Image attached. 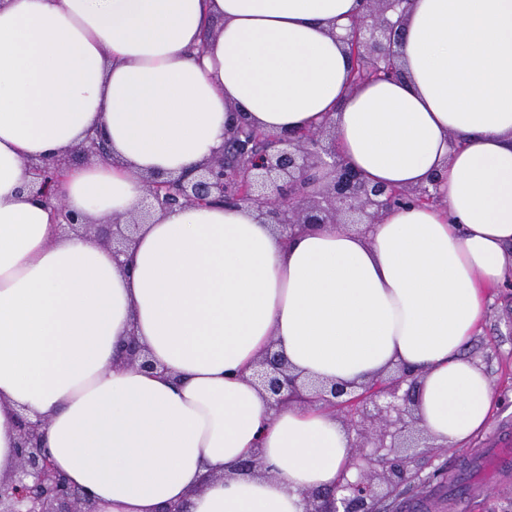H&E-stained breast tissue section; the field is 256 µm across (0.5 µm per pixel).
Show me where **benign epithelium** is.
Returning <instances> with one entry per match:
<instances>
[{
  "mask_svg": "<svg viewBox=\"0 0 512 512\" xmlns=\"http://www.w3.org/2000/svg\"><path fill=\"white\" fill-rule=\"evenodd\" d=\"M409 0H361V10L350 20L344 41L353 65L373 75L398 74L401 19ZM107 159L105 139L90 135L66 155L27 161L33 175L30 193L50 203L66 228L81 226L112 253H124L133 242L137 224L108 220L88 224L69 211L57 194L70 162L76 158ZM438 177L427 186L396 189L371 185L336 152L331 128L264 134L242 124L230 131L224 149L193 174L145 179L147 208L141 219L157 210L207 206L216 203L250 205L261 209L268 223L293 234L314 224L375 223L382 212L400 205L425 206L437 201ZM125 362L150 372L157 369L134 334L122 346ZM253 378L266 394L270 407L305 402L308 394L327 402L371 447H353L356 477L336 487L337 504L328 508V495L307 494L306 512H379V505L410 487L420 473L409 469L412 448H423V430L417 427V380L405 369L388 378H375L358 386L301 381L282 354L269 349L255 365ZM47 423L17 418L16 463L9 478L0 481V512H96L94 502L72 487L56 470L44 444Z\"/></svg>",
  "mask_w": 512,
  "mask_h": 512,
  "instance_id": "obj_1",
  "label": "benign epithelium"
}]
</instances>
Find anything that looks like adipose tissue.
I'll return each instance as SVG.
<instances>
[{
    "label": "adipose tissue",
    "mask_w": 512,
    "mask_h": 512,
    "mask_svg": "<svg viewBox=\"0 0 512 512\" xmlns=\"http://www.w3.org/2000/svg\"><path fill=\"white\" fill-rule=\"evenodd\" d=\"M359 0H0V478L18 416L99 512H305L353 439L325 402L271 409L252 374L361 384L411 370L420 423L456 448L492 412L467 349L512 263V0H412L403 79L352 84ZM244 121L328 122L345 162L435 206L367 233L284 238L254 207L159 211L121 256L58 229L26 162L92 131L112 156L58 193L99 222L140 209L146 173L208 163ZM135 333L158 369L121 364ZM256 458L255 469L241 464Z\"/></svg>",
    "instance_id": "ef3b65f1"
}]
</instances>
